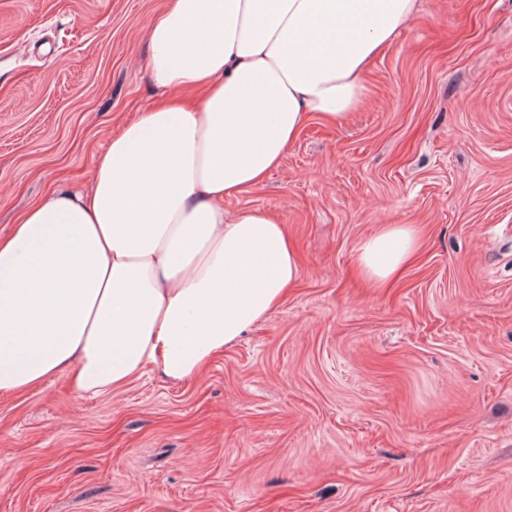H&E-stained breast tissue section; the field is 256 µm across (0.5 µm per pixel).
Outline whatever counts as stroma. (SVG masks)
<instances>
[{"instance_id":"stroma-1","label":"stroma","mask_w":512,"mask_h":512,"mask_svg":"<svg viewBox=\"0 0 512 512\" xmlns=\"http://www.w3.org/2000/svg\"><path fill=\"white\" fill-rule=\"evenodd\" d=\"M164 5L0 0L1 237L157 101ZM419 7L351 119L224 203L286 225L297 287L200 378L0 394V512H512V0ZM381 224L422 248L373 290Z\"/></svg>"}]
</instances>
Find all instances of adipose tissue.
Returning a JSON list of instances; mask_svg holds the SVG:
<instances>
[{
	"instance_id": "1",
	"label": "adipose tissue",
	"mask_w": 512,
	"mask_h": 512,
	"mask_svg": "<svg viewBox=\"0 0 512 512\" xmlns=\"http://www.w3.org/2000/svg\"><path fill=\"white\" fill-rule=\"evenodd\" d=\"M416 0H166L145 69L163 95L96 157L85 191L32 207L0 239V394L73 370L82 395L151 366L198 377L300 276L283 224L226 199L278 168L309 115L348 121ZM419 246L382 224L356 252L368 287Z\"/></svg>"
}]
</instances>
